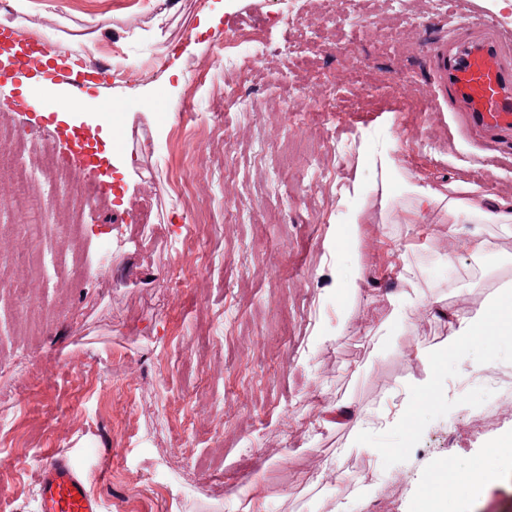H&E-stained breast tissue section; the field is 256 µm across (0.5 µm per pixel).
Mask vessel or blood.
Masks as SVG:
<instances>
[{
	"mask_svg": "<svg viewBox=\"0 0 512 512\" xmlns=\"http://www.w3.org/2000/svg\"><path fill=\"white\" fill-rule=\"evenodd\" d=\"M19 49L35 70L39 87L65 79L72 97L95 88L104 71L97 66L62 68L36 42L17 41L0 25V48ZM437 81L465 106L464 121L474 130L512 139V32H484L455 52L436 46ZM40 512H100L101 504L88 489L74 458L66 451L51 452L39 466Z\"/></svg>",
	"mask_w": 512,
	"mask_h": 512,
	"instance_id": "1",
	"label": "vessel or blood"
}]
</instances>
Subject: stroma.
<instances>
[{
    "mask_svg": "<svg viewBox=\"0 0 512 512\" xmlns=\"http://www.w3.org/2000/svg\"><path fill=\"white\" fill-rule=\"evenodd\" d=\"M208 2L0 13L62 62L82 64L91 39L94 63L124 69L47 115L36 96L6 110L27 76L0 85V121L55 156H70L60 131L88 135L104 176L80 182L106 202L62 286L29 271L20 227L0 232V512H37L36 469L58 448L101 512H360L366 485L387 491L383 512H423L443 465L441 512H512V395L490 383L512 377V329L429 360L445 312L512 300V224L459 225L447 204L512 199V143L470 136L432 49L471 41L470 17H512L483 0H360L355 30L331 0H230L203 31ZM237 41L251 73L218 54ZM405 180L442 202L417 210ZM470 235L491 250L462 249ZM430 372L435 394L404 413Z\"/></svg>",
    "mask_w": 512,
    "mask_h": 512,
    "instance_id": "obj_1",
    "label": "stroma"
}]
</instances>
